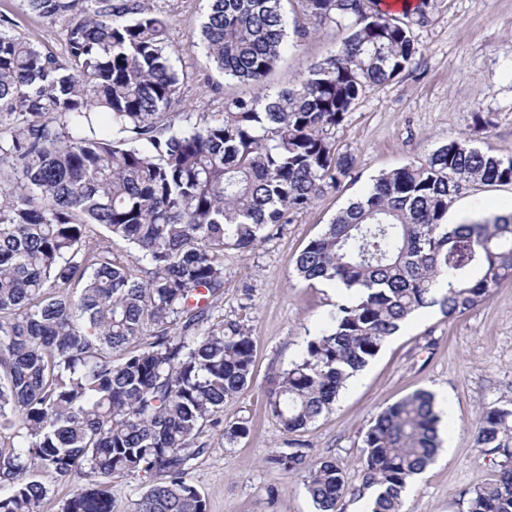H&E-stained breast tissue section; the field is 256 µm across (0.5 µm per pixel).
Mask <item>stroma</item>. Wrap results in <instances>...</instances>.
Instances as JSON below:
<instances>
[{
  "mask_svg": "<svg viewBox=\"0 0 512 512\" xmlns=\"http://www.w3.org/2000/svg\"><path fill=\"white\" fill-rule=\"evenodd\" d=\"M169 22L185 73L182 107L196 114L220 110L225 96L257 94L255 85L225 81L210 64L196 34L207 0H150ZM13 32L55 53L65 51L60 27L47 24L23 0H0V17ZM420 53L400 79L375 88L353 106L334 137L338 153L355 162L338 189L327 190L291 224L270 231L252 251L224 254V297L211 322L234 319L256 344L252 379L225 402L224 419H248L251 432L235 446L206 430L204 453L187 478L207 512H313L303 479L269 459L289 439L266 411V393L318 334L340 293L293 278L296 256L336 213L361 197L381 173L423 162L438 145L473 131V114L491 121L488 141L512 157V0H438L429 21L413 28ZM344 32L327 30L299 42L275 68L268 92L288 86L310 63L337 51ZM467 220L512 208V184L466 185L453 199ZM420 389L436 395L441 446L417 477L404 512H467L468 492L498 476L496 460L474 444L484 406L512 399V279L501 281L480 306L449 319L439 309L418 311L365 371L297 442L312 455L336 459L352 485H360L362 439L375 415Z\"/></svg>",
  "mask_w": 512,
  "mask_h": 512,
  "instance_id": "1",
  "label": "stroma"
}]
</instances>
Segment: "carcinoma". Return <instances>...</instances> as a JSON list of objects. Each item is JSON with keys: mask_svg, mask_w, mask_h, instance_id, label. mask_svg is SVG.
Here are the masks:
<instances>
[{"mask_svg": "<svg viewBox=\"0 0 512 512\" xmlns=\"http://www.w3.org/2000/svg\"><path fill=\"white\" fill-rule=\"evenodd\" d=\"M65 31V55L12 35L0 19V512H40L43 469L78 475L62 512H112L115 476L147 489L132 512H207L187 480L199 436L234 446L249 421L224 402L251 382L255 342L235 320L206 325L224 293V251L253 249L271 227L340 186L352 155L330 131L355 102L413 64L411 23L436 0L395 12L381 0H210L199 37L224 77L262 87L298 40L347 32L338 51L272 95L226 97L175 125L181 76L166 17L147 0H24ZM512 184V157L469 137L391 170L339 211L296 257L295 277L341 285L336 304L267 395L299 433L330 412L348 381L417 311L453 318L512 278V210L455 228L465 185ZM122 241L136 254L123 259ZM433 393L382 409L363 437L361 485L331 457H271L301 474L315 512L368 496L366 512H402L411 479L439 447ZM499 458L468 512H512V402L474 431Z\"/></svg>", "mask_w": 512, "mask_h": 512, "instance_id": "1", "label": "carcinoma"}]
</instances>
